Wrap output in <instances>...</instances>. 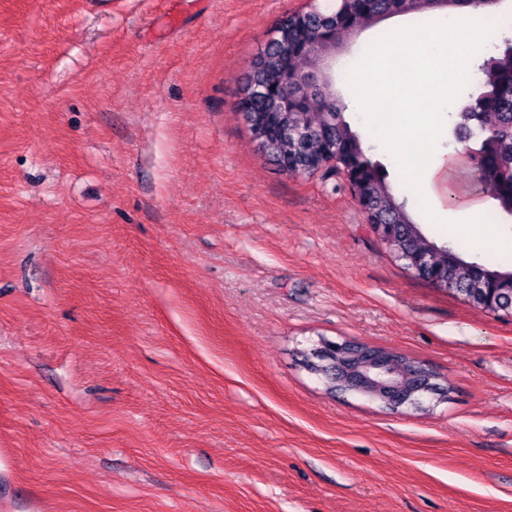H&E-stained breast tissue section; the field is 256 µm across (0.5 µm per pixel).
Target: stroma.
<instances>
[{
	"mask_svg": "<svg viewBox=\"0 0 512 512\" xmlns=\"http://www.w3.org/2000/svg\"><path fill=\"white\" fill-rule=\"evenodd\" d=\"M308 0H0V512H512V317L405 269L236 109ZM460 196L496 218L444 123ZM390 180L423 231L454 235ZM448 397L331 394L320 339Z\"/></svg>",
	"mask_w": 512,
	"mask_h": 512,
	"instance_id": "35a3bbf8",
	"label": "stroma"
}]
</instances>
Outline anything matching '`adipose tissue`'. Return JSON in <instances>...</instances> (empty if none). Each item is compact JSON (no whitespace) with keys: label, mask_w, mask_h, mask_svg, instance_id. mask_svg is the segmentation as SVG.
Listing matches in <instances>:
<instances>
[{"label":"adipose tissue","mask_w":512,"mask_h":512,"mask_svg":"<svg viewBox=\"0 0 512 512\" xmlns=\"http://www.w3.org/2000/svg\"><path fill=\"white\" fill-rule=\"evenodd\" d=\"M498 36L472 11L404 25L372 44L346 76L357 112L424 203H431L436 184L447 181L445 169L428 160L439 148L454 90Z\"/></svg>","instance_id":"obj_1"}]
</instances>
